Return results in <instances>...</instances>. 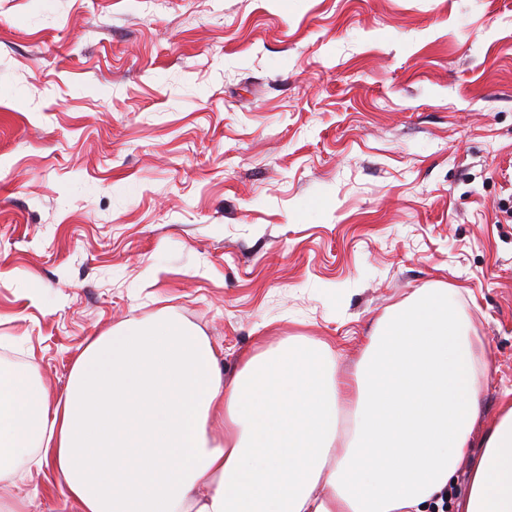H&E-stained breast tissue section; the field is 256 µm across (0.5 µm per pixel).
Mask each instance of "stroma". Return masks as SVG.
I'll return each mask as SVG.
<instances>
[{"label":"stroma","instance_id":"stroma-1","mask_svg":"<svg viewBox=\"0 0 512 512\" xmlns=\"http://www.w3.org/2000/svg\"><path fill=\"white\" fill-rule=\"evenodd\" d=\"M464 289L512 390V0H0V373L174 319L235 375ZM48 469L0 485L75 512Z\"/></svg>","mask_w":512,"mask_h":512}]
</instances>
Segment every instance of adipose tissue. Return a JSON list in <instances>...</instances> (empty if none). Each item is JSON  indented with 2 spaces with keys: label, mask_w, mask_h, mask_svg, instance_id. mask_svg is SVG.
Listing matches in <instances>:
<instances>
[{
  "label": "adipose tissue",
  "mask_w": 512,
  "mask_h": 512,
  "mask_svg": "<svg viewBox=\"0 0 512 512\" xmlns=\"http://www.w3.org/2000/svg\"><path fill=\"white\" fill-rule=\"evenodd\" d=\"M461 296L391 308L350 378L291 344L228 378L187 324L112 328L62 397L33 364L0 381V484L50 468L76 512H427L461 481L457 512H512V390L482 423Z\"/></svg>",
  "instance_id": "adipose-tissue-1"
}]
</instances>
